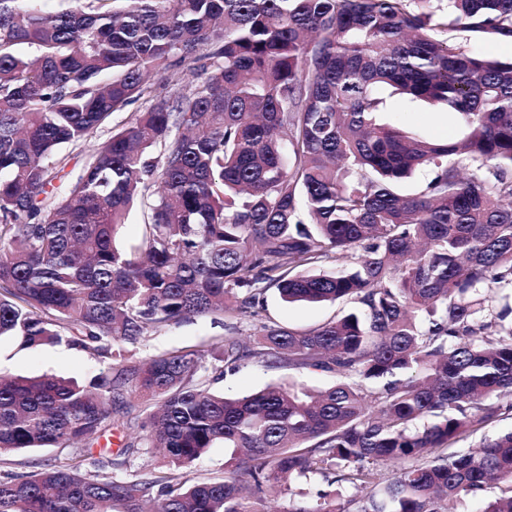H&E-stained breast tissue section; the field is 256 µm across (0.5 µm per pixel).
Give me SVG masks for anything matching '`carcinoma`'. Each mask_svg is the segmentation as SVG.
Here are the masks:
<instances>
[{"label":"carcinoma","mask_w":512,"mask_h":512,"mask_svg":"<svg viewBox=\"0 0 512 512\" xmlns=\"http://www.w3.org/2000/svg\"><path fill=\"white\" fill-rule=\"evenodd\" d=\"M450 26L512 41V0H0V336L64 340L117 367L87 385L0 378V456L85 449L133 385L161 405L111 465L140 448L166 463L109 481L66 461L1 478L0 512H264L254 492L310 476L329 489L287 512L468 498L512 512V431L448 452L512 411L497 403L512 397V305L493 296L512 288V60L448 45ZM151 74L197 82L153 96ZM387 88L444 105L462 136L380 122ZM143 98L42 205L59 150ZM420 168L417 192L398 193ZM137 203L141 236L119 247ZM271 288L353 307L308 331L263 324L253 347L226 336L216 360L334 385L229 397L199 350L129 361L162 325L259 316ZM221 443L224 478L169 472ZM400 459L414 465L372 491L370 465ZM492 482L506 488L486 500Z\"/></svg>","instance_id":"cac0c4a2"}]
</instances>
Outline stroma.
Listing matches in <instances>:
<instances>
[{
	"instance_id": "35a3bbf8",
	"label": "stroma",
	"mask_w": 512,
	"mask_h": 512,
	"mask_svg": "<svg viewBox=\"0 0 512 512\" xmlns=\"http://www.w3.org/2000/svg\"><path fill=\"white\" fill-rule=\"evenodd\" d=\"M134 116L133 111L119 112L112 116L109 125L94 131L86 144L62 148L60 162L55 170L54 186L75 181L100 142L108 139L113 130L121 128ZM382 122L392 125H409L428 139L456 138L461 128L448 117L442 108L423 102H409L391 95L380 115ZM347 305L338 301L321 304H284L275 290L265 294V310L261 320L242 318L235 320V334L243 341L252 340L260 323L279 324L298 331L313 329L328 320L343 314ZM226 330L223 324L213 322L204 316L177 325L162 328L148 336L139 345L136 358L145 360L153 355L180 348L204 350L206 365H213L215 356L224 342ZM109 360L98 358L79 347L61 343L54 346L25 348L16 339H0V375L36 376L51 373L64 378L85 381L92 376L109 373ZM297 382L310 389H322L333 384L334 379L326 373H312L306 370L267 368L251 362L234 373L212 381V390L233 395L255 391L273 383ZM124 407L114 409L112 423L105 435L99 438L98 448L109 454H119L130 437L136 436L135 425L150 411V401L134 391L125 395ZM71 450L58 448H33L0 456V473L9 471L17 474L36 472L43 465L71 457Z\"/></svg>"
}]
</instances>
